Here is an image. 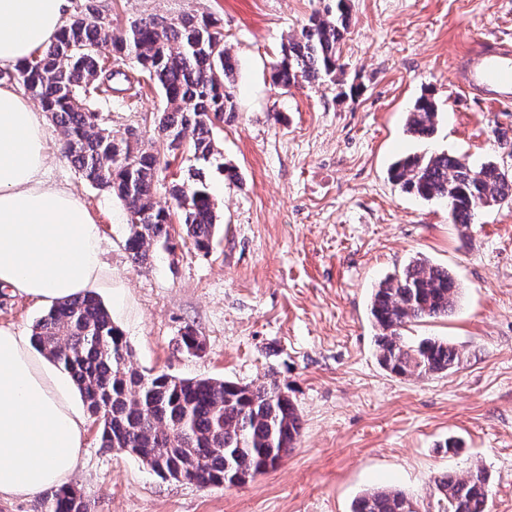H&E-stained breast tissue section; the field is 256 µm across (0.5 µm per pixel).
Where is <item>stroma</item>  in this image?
Wrapping results in <instances>:
<instances>
[{"label":"stroma","instance_id":"35a3bbf8","mask_svg":"<svg viewBox=\"0 0 512 512\" xmlns=\"http://www.w3.org/2000/svg\"><path fill=\"white\" fill-rule=\"evenodd\" d=\"M89 2L117 31L149 16L213 15L236 62L233 107L202 168L220 220L206 254L179 240L134 267L125 202L81 177L48 123L50 175L101 229L112 285L99 298L139 370L242 384L275 374L302 432L275 469L217 488L161 478L101 447L92 429L70 488L92 512H351L363 491L393 487L428 512L434 477L478 466L490 477L491 512H512V208L481 210L464 230L443 204L388 178L409 154L476 165L512 154V103L489 106L459 88L471 48L494 36L512 43V0H348L340 71L287 91L271 78L282 43L336 0H69V15ZM105 66L126 77L92 108L113 134L157 154L154 200L170 205L164 186L186 173L190 154L159 135L164 100L135 59L109 56ZM425 92L437 132L419 140L406 119ZM415 257L450 268L462 286L451 316L405 331L463 350L445 376L401 378L377 361L373 288ZM44 312L0 294L2 327L30 334ZM188 327L204 343L199 355L180 348ZM451 437L461 443L454 452L443 447Z\"/></svg>","mask_w":512,"mask_h":512}]
</instances>
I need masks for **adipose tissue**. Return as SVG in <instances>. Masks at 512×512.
Listing matches in <instances>:
<instances>
[{"label": "adipose tissue", "instance_id": "adipose-tissue-1", "mask_svg": "<svg viewBox=\"0 0 512 512\" xmlns=\"http://www.w3.org/2000/svg\"><path fill=\"white\" fill-rule=\"evenodd\" d=\"M68 0H0V70L55 41ZM45 115L0 81V287L51 306L107 287L101 229L80 197L48 174ZM88 419L64 371L0 327V499L67 484Z\"/></svg>", "mask_w": 512, "mask_h": 512}]
</instances>
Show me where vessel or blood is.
Returning <instances> with one entry per match:
<instances>
[{
    "mask_svg": "<svg viewBox=\"0 0 512 512\" xmlns=\"http://www.w3.org/2000/svg\"><path fill=\"white\" fill-rule=\"evenodd\" d=\"M466 82L486 103L500 105L512 101V49L496 40L491 49L472 52Z\"/></svg>",
    "mask_w": 512,
    "mask_h": 512,
    "instance_id": "obj_1",
    "label": "vessel or blood"
}]
</instances>
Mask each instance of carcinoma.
Segmentation results:
<instances>
[{"instance_id":"obj_1","label":"carcinoma","mask_w":512,"mask_h":512,"mask_svg":"<svg viewBox=\"0 0 512 512\" xmlns=\"http://www.w3.org/2000/svg\"><path fill=\"white\" fill-rule=\"evenodd\" d=\"M350 24L347 0H336L331 17L314 15L283 45L273 67L275 84L331 78L340 64L339 48ZM117 58L132 56L141 73L157 85L165 108L159 125L168 147L189 141L196 159L214 154L213 129L224 121L229 94L225 81L235 62L224 45V31L210 14L177 19L149 17L114 32L92 5L74 16L56 40L20 69L30 95L52 115L66 154L82 178L114 192L130 212L126 250L133 265H151L158 247L171 243L173 220L183 224L193 247L211 248L217 216L198 168L166 191L177 211L156 206L153 191L159 162L127 138L104 135L99 113L90 108L104 92L98 78L101 50ZM437 105L423 94L407 117V131L430 139L437 128ZM400 188L425 200L448 204L450 223H473L482 208L512 204V172L488 160L474 166L445 152L408 155L389 169ZM454 273L415 258L375 288L370 314L378 330L380 366L399 377L426 378L457 368L463 352L435 338L407 342L404 331L425 318L447 316L458 305ZM31 341L73 379L93 422L100 445L140 459L155 473L182 469L203 487L240 486L274 469L295 447L302 420L288 388L270 377L259 384L212 378L144 374L131 364V348L97 296L88 293L51 307L35 324ZM409 496L396 488L362 494L352 512H404ZM44 512H91V502L74 489L46 497ZM434 512H490L489 477L476 467L448 471L433 480Z\"/></svg>"}]
</instances>
